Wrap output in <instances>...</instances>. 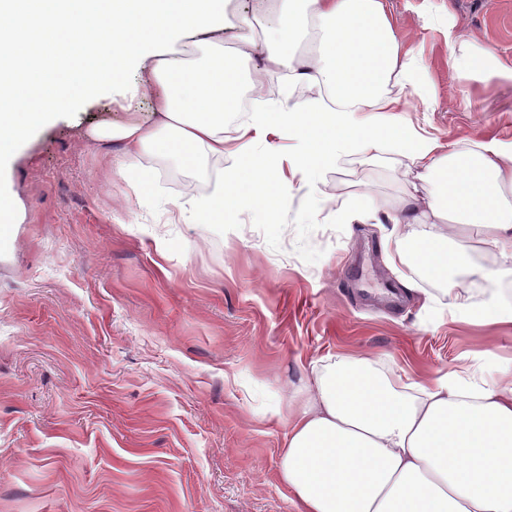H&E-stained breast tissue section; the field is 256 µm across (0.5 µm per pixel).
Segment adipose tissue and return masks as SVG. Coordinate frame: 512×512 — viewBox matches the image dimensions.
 Segmentation results:
<instances>
[{"label":"adipose tissue","instance_id":"obj_1","mask_svg":"<svg viewBox=\"0 0 512 512\" xmlns=\"http://www.w3.org/2000/svg\"><path fill=\"white\" fill-rule=\"evenodd\" d=\"M223 11L224 0H0V169L79 98L126 87L129 70L152 48L189 34L207 51L204 80L188 60H160L152 125L94 133L124 144L135 193L146 194L150 184L134 162L144 153L190 168L239 157L226 190L181 206L189 220L220 224L248 198L266 215L285 206L290 173L312 180L350 153H389L409 159L427 183L389 216L395 259L417 263L439 281L460 266L472 277L512 279V140L490 137L464 150L396 120L407 103L402 89L423 77L386 0H281V22L264 41L266 59L289 80L324 88L328 98L305 112L261 104L231 137L224 116L240 100L246 54L225 51ZM302 15L327 31L301 61L292 48ZM449 44L462 76L512 82V65L492 50L454 38ZM272 124L299 131L298 151L287 162L273 150L253 162L251 147ZM463 236L489 264L448 251ZM441 306L512 324V305L494 295L475 306L460 287ZM286 426L279 476L296 512H512V380L490 384L455 370L414 380L395 367L379 369L368 355L339 358L313 371Z\"/></svg>","mask_w":512,"mask_h":512}]
</instances>
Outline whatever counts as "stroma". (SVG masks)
Here are the masks:
<instances>
[{"instance_id": "35a3bbf8", "label": "stroma", "mask_w": 512, "mask_h": 512, "mask_svg": "<svg viewBox=\"0 0 512 512\" xmlns=\"http://www.w3.org/2000/svg\"><path fill=\"white\" fill-rule=\"evenodd\" d=\"M425 83L399 118L443 141L512 139V83L460 76L449 35L512 65V0H389ZM279 0H224V48L248 49L259 99L285 79L262 63ZM148 58L122 91L88 97L37 130L13 161L16 224L0 249V512H295L278 475L285 418L313 365L371 355L426 379L512 361V325L424 308L456 284L472 303H512V280L451 273L404 291L383 248L419 171L395 158L344 156L316 188L295 180L275 222L244 205L224 224H187L180 204L221 186L235 159L206 171L144 155L153 192L119 173L125 148L95 129L151 125ZM371 195L381 211L340 224Z\"/></svg>"}]
</instances>
